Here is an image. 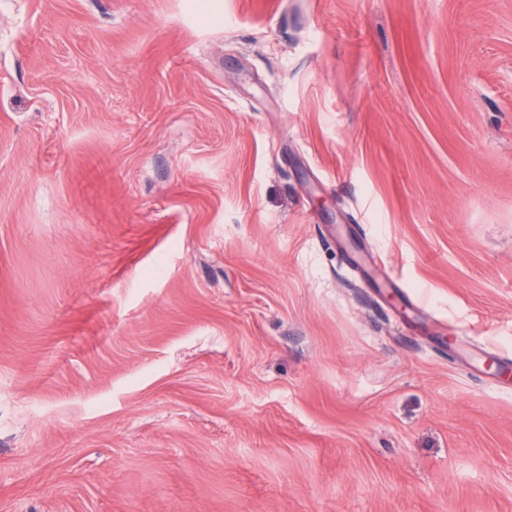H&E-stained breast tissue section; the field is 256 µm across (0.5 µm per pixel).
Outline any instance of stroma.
Instances as JSON below:
<instances>
[{"label": "stroma", "mask_w": 512, "mask_h": 512, "mask_svg": "<svg viewBox=\"0 0 512 512\" xmlns=\"http://www.w3.org/2000/svg\"><path fill=\"white\" fill-rule=\"evenodd\" d=\"M0 0V512H512V0Z\"/></svg>", "instance_id": "35a3bbf8"}]
</instances>
